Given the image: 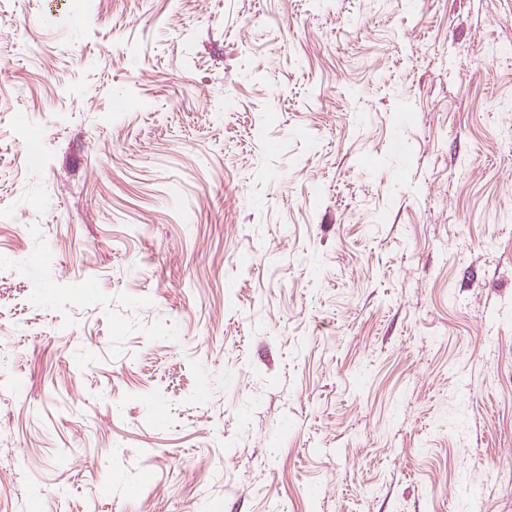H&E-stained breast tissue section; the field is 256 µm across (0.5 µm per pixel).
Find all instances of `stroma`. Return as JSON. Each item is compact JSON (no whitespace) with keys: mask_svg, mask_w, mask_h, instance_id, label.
Listing matches in <instances>:
<instances>
[{"mask_svg":"<svg viewBox=\"0 0 512 512\" xmlns=\"http://www.w3.org/2000/svg\"><path fill=\"white\" fill-rule=\"evenodd\" d=\"M0 475L512 512V0H10Z\"/></svg>","mask_w":512,"mask_h":512,"instance_id":"obj_1","label":"stroma"}]
</instances>
